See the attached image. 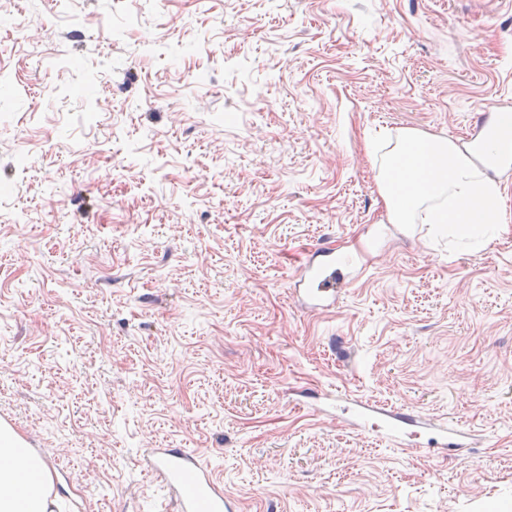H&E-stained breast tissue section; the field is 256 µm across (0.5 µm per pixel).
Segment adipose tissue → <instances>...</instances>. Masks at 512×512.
<instances>
[{
  "mask_svg": "<svg viewBox=\"0 0 512 512\" xmlns=\"http://www.w3.org/2000/svg\"><path fill=\"white\" fill-rule=\"evenodd\" d=\"M18 453L15 436L0 435V512H49L48 481L41 466L22 474L2 465V458Z\"/></svg>",
  "mask_w": 512,
  "mask_h": 512,
  "instance_id": "1",
  "label": "adipose tissue"
}]
</instances>
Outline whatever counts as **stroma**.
<instances>
[{"label": "stroma", "mask_w": 512, "mask_h": 512, "mask_svg": "<svg viewBox=\"0 0 512 512\" xmlns=\"http://www.w3.org/2000/svg\"><path fill=\"white\" fill-rule=\"evenodd\" d=\"M0 415L83 512H174L143 449L241 512H512V169L472 250L391 223L367 151L512 109L497 0H0ZM28 151L30 165L15 157ZM365 271L290 297L312 247ZM453 421L445 457L311 396ZM140 465L163 484L177 512H238L240 503L224 493L223 483L213 469L195 451L186 448H145ZM189 476L196 492L186 489L183 478Z\"/></svg>", "instance_id": "35a3bbf8"}]
</instances>
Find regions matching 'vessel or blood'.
<instances>
[{
	"mask_svg": "<svg viewBox=\"0 0 512 512\" xmlns=\"http://www.w3.org/2000/svg\"><path fill=\"white\" fill-rule=\"evenodd\" d=\"M360 275L358 269L337 263L336 252L328 245L313 250L291 291L298 304L310 311L335 308L341 293ZM363 434L379 433L383 439L407 448L428 445L444 450L467 445L468 432L457 424H433L410 410H387L361 403L350 421ZM140 464L163 484L176 512H239L240 503L227 495L223 483L210 465L194 451L185 448L145 449Z\"/></svg>",
	"mask_w": 512,
	"mask_h": 512,
	"instance_id": "1",
	"label": "vessel or blood"
}]
</instances>
